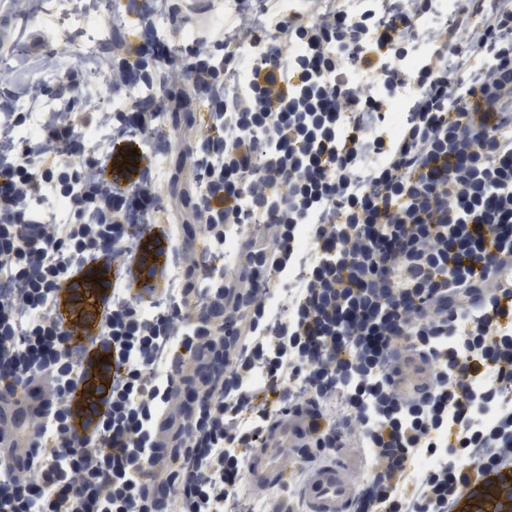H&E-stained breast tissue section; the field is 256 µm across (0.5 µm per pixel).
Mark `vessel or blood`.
I'll use <instances>...</instances> for the list:
<instances>
[{"label": "vessel or blood", "instance_id": "obj_1", "mask_svg": "<svg viewBox=\"0 0 512 512\" xmlns=\"http://www.w3.org/2000/svg\"><path fill=\"white\" fill-rule=\"evenodd\" d=\"M174 249L170 225L156 224L143 228L142 247L133 254L126 276L113 274L109 261L102 257L83 264L75 278L66 279L60 286L65 299L56 308L59 327H66L70 316L79 311L87 291L94 286V277L106 276L110 289L123 283L143 298L165 287L168 278L163 270ZM70 345L80 352L85 374L69 403L70 422L77 430H89L109 408V382L122 363L105 334L74 336ZM395 381L410 399L423 397L433 389L426 365L409 351L402 354V369ZM300 458L297 452L284 456L272 454L267 448L254 449L249 472L252 487L264 490L281 486L287 475L298 469ZM362 473V466L349 456L322 464L299 487L302 512H351L358 500Z\"/></svg>", "mask_w": 512, "mask_h": 512}]
</instances>
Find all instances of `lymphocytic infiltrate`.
<instances>
[{
    "mask_svg": "<svg viewBox=\"0 0 512 512\" xmlns=\"http://www.w3.org/2000/svg\"><path fill=\"white\" fill-rule=\"evenodd\" d=\"M176 3L132 7L108 66L69 77H159L160 96L114 115L60 89L0 125V379L29 393L35 436L0 464V512H253L250 450L301 405L311 445L290 486L346 439L368 459L361 512H450L458 487L512 465V0H234L191 44L158 43L150 18ZM193 97L206 118L173 125ZM100 128L101 157L86 155ZM178 142L162 198L154 164ZM129 157L113 185L106 159ZM49 198L67 223L20 205ZM146 220L215 246L241 234L220 277L209 251L179 247V285L152 317L113 292L105 333L124 370L87 440L69 421L79 358L56 294L88 259L122 266ZM404 347L429 368L424 401L389 382ZM211 353L223 373L194 381ZM192 385L194 412L178 399ZM478 400L500 418L478 421Z\"/></svg>",
    "mask_w": 512,
    "mask_h": 512,
    "instance_id": "lymphocytic-infiltrate-1",
    "label": "lymphocytic infiltrate"
}]
</instances>
